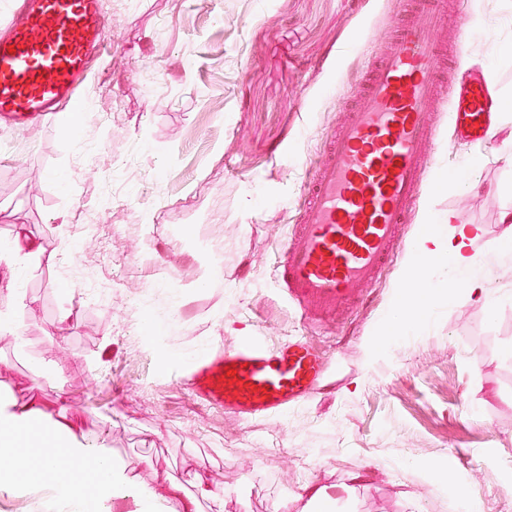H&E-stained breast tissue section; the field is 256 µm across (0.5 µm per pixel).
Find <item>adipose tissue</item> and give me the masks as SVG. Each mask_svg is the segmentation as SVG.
Listing matches in <instances>:
<instances>
[{"label":"adipose tissue","instance_id":"1","mask_svg":"<svg viewBox=\"0 0 512 512\" xmlns=\"http://www.w3.org/2000/svg\"><path fill=\"white\" fill-rule=\"evenodd\" d=\"M479 233L478 227L457 223L454 216H441L432 231L418 238L416 255L446 258L454 271L467 275L469 299L490 308L495 304L488 288L493 257L473 251ZM0 448L19 460L0 468V497L23 493L32 473L41 487L56 491L58 512H111L109 492L116 485L124 486L139 505L164 498L118 467L107 448H87L62 421L38 420L29 404L0 402Z\"/></svg>","mask_w":512,"mask_h":512}]
</instances>
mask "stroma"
I'll return each instance as SVG.
<instances>
[{
  "mask_svg": "<svg viewBox=\"0 0 512 512\" xmlns=\"http://www.w3.org/2000/svg\"><path fill=\"white\" fill-rule=\"evenodd\" d=\"M458 28L464 84L494 74L512 102V0H469ZM104 48L82 96L111 91L118 124L61 103L48 121L0 126V254L17 232L41 249L16 260L0 296V399L36 402L67 419L87 447L106 446L145 484L162 470L196 495L198 512H319L306 486L326 488L330 512H460L457 489L483 512H512V112L487 148L444 129L437 183L410 225L451 212L480 227L493 252L495 310L469 300L440 260L418 325L383 328L396 299L413 300L412 247L393 258L368 306L312 334L344 370L334 392L284 416L241 421L197 403L170 356L309 332L282 295L277 267L323 142L349 107L356 78L400 17L398 0H105ZM84 249L86 287L65 259ZM66 323H59L60 315ZM310 333V332H309ZM314 456L303 475L289 459ZM456 490L434 486L430 466Z\"/></svg>",
  "mask_w": 512,
  "mask_h": 512,
  "instance_id": "1",
  "label": "stroma"
}]
</instances>
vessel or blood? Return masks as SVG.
<instances>
[{
  "label": "vessel or blood",
  "mask_w": 512,
  "mask_h": 512,
  "mask_svg": "<svg viewBox=\"0 0 512 512\" xmlns=\"http://www.w3.org/2000/svg\"><path fill=\"white\" fill-rule=\"evenodd\" d=\"M405 21L350 85L351 110L325 141L280 265V284L312 326L362 304L406 236L439 135L437 105L461 137L493 144L485 84L456 93L462 63L438 25L447 0H401ZM107 28L103 0H18L0 28V117L29 119L73 99ZM199 403L244 419L280 414L319 394L327 358L312 337L275 347L209 348L183 363Z\"/></svg>",
  "instance_id": "1"
}]
</instances>
